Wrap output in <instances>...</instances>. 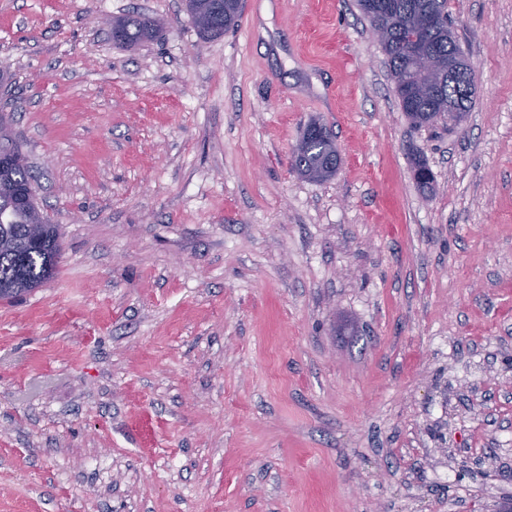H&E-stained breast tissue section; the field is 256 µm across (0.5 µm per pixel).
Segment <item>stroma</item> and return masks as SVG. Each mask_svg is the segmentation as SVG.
<instances>
[{
	"instance_id": "1",
	"label": "stroma",
	"mask_w": 512,
	"mask_h": 512,
	"mask_svg": "<svg viewBox=\"0 0 512 512\" xmlns=\"http://www.w3.org/2000/svg\"><path fill=\"white\" fill-rule=\"evenodd\" d=\"M448 19L475 103L417 128L359 0L209 42L183 0H0L63 241L0 300V512H512V0ZM313 120L326 182L290 162ZM112 38L130 46L151 40L158 32V25L147 18L127 16L110 21Z\"/></svg>"
}]
</instances>
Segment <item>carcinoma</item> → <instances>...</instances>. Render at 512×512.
I'll return each mask as SVG.
<instances>
[{"mask_svg": "<svg viewBox=\"0 0 512 512\" xmlns=\"http://www.w3.org/2000/svg\"><path fill=\"white\" fill-rule=\"evenodd\" d=\"M393 13L389 38L383 42L391 54V76L403 112L414 113L410 120L417 125L433 123L431 112L453 111L468 114L475 100L476 84L465 86L448 81L445 70L448 59L459 61L462 72L472 73L474 68L461 51L457 38L448 24L425 25L419 16L427 12H442L439 0H392ZM189 14L200 39L214 40L224 35L238 22L235 0H185ZM112 38L130 46L152 39L158 25L147 18L127 16L110 21ZM409 32L419 34L421 43L435 56L437 69L422 77L417 93L407 92L409 61L394 50ZM321 124L312 122L296 144L295 169L304 177L322 181L330 178L339 165L331 136L321 137L313 130ZM0 152L21 157V162L0 170V236L14 242V247L0 249V285L8 293L0 299L13 300L33 291L51 280L56 272L61 252L59 226L49 223L44 213L16 203V191L33 187L34 176L26 158L12 137H0ZM414 177L424 190L431 189L433 175L423 157L413 158Z\"/></svg>", "mask_w": 512, "mask_h": 512, "instance_id": "carcinoma-1", "label": "carcinoma"}]
</instances>
